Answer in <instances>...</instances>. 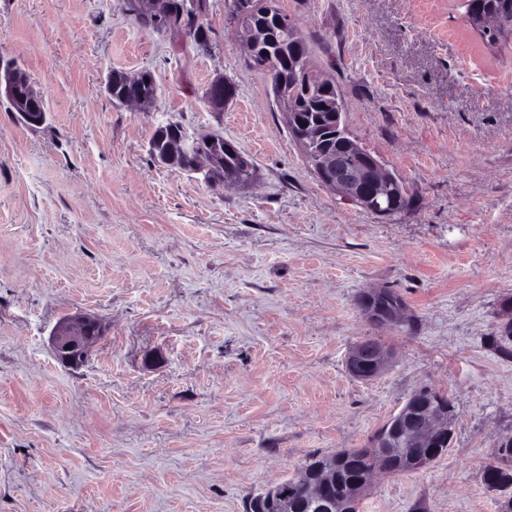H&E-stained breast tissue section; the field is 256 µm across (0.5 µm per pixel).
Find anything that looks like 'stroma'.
<instances>
[{"label":"stroma","instance_id":"stroma-1","mask_svg":"<svg viewBox=\"0 0 512 512\" xmlns=\"http://www.w3.org/2000/svg\"><path fill=\"white\" fill-rule=\"evenodd\" d=\"M349 132L406 184L385 221L324 187L269 81L209 0L211 53L141 29L122 0H0V59L46 102L0 105V512H247L316 454L358 448L415 390L455 403L453 441L379 478L358 512H499L483 482L512 437V44L485 48L460 0H280ZM150 71L142 112L105 91ZM234 101L203 98L216 73ZM217 131L257 168L245 188L155 163L157 125ZM388 288L413 333L356 299ZM106 327L77 368L50 335ZM397 353L372 380L349 349ZM237 85L232 79L225 77V95L228 100L224 105V73L217 74L208 84L205 90V99L208 105L215 111H224V107L228 106L235 99ZM394 360L395 352L391 347L375 340H367L349 350L345 366L352 377L370 380L386 372Z\"/></svg>","mask_w":512,"mask_h":512}]
</instances>
